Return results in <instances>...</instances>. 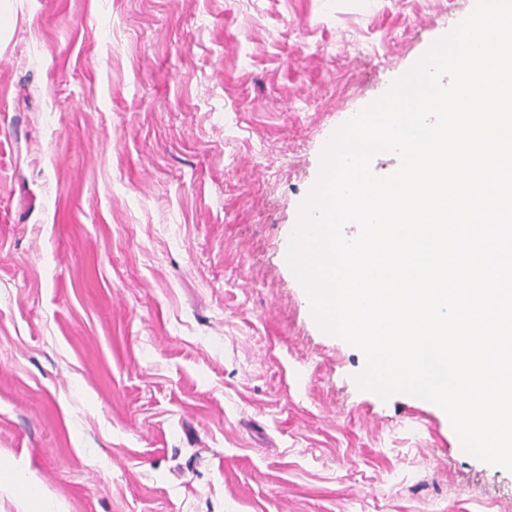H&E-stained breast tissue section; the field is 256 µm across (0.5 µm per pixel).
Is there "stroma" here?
<instances>
[{
    "instance_id": "1",
    "label": "stroma",
    "mask_w": 512,
    "mask_h": 512,
    "mask_svg": "<svg viewBox=\"0 0 512 512\" xmlns=\"http://www.w3.org/2000/svg\"><path fill=\"white\" fill-rule=\"evenodd\" d=\"M475 0H0V466L59 512H501L286 261L334 133Z\"/></svg>"
}]
</instances>
